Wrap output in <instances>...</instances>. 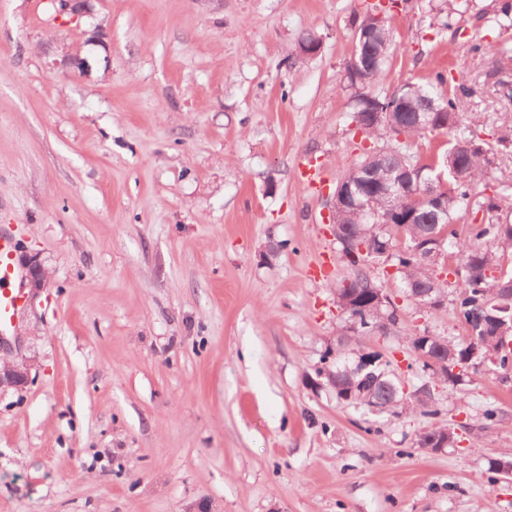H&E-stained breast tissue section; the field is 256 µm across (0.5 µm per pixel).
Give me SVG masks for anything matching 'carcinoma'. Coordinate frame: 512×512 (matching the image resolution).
I'll use <instances>...</instances> for the list:
<instances>
[{
    "label": "carcinoma",
    "mask_w": 512,
    "mask_h": 512,
    "mask_svg": "<svg viewBox=\"0 0 512 512\" xmlns=\"http://www.w3.org/2000/svg\"><path fill=\"white\" fill-rule=\"evenodd\" d=\"M389 13L390 9L385 5L376 3L360 17V23L372 35L371 44L366 51L367 65L357 74V79L346 80V87L353 90V120L366 128L365 138L376 143V146L362 150L359 161L342 175V180L361 182V199L380 215L387 214L395 207H407L406 201L412 189L408 188L403 194L390 198L383 194V184L394 179L400 169L410 166L418 159V155L409 150V145L400 144L402 137L408 141L424 133L423 129L415 125L417 114L426 112L434 106L452 122L460 113L467 110V98L470 97V92L465 86H453L443 73L437 72L424 82L407 81L399 86L400 106L378 123L368 121L360 89L367 88V93L374 94L375 99L381 102L386 99V96L380 93H373V88L381 79L383 67L394 46L393 31L385 19ZM448 150L453 152L452 164L443 163L436 171H426L423 174L424 179L435 180L442 172H448L447 197L439 208L421 206L414 222L405 225L406 247L404 251L394 254V263L400 267L399 277L405 288L406 298L414 306H419L423 302L421 295L431 289L442 294L447 293V284L436 276L432 265L422 259V253L417 251L416 246L429 236L433 225H448V236L442 241V249L456 261L460 270V279L456 284V309L458 315L469 323L491 298L490 286L494 284L497 276L504 273L506 278H512V264L503 265L505 258L512 257V224L504 226L489 220L471 225L466 239L461 240L457 237L453 228L456 211L464 205L481 206V202L472 201L471 191L472 186L482 180L490 166L492 149L484 148L471 140L456 139L448 142ZM336 224L345 237L359 235L364 239L381 240L390 237L385 225L355 210L336 212ZM347 262L351 273L348 278L336 285V294L342 297L348 294H363L379 287L370 273L373 258L360 255L347 259ZM399 320L400 315L395 312L389 316L388 323L381 325L371 316L362 317L358 335L361 336L376 327L389 332L396 329ZM477 335L482 337V342L475 357L472 356V343L463 341L452 344L454 363L461 365L468 362L473 366L488 362L493 365L508 358V355L499 352L495 343V330L490 328L484 333L479 331ZM335 373L336 388L343 390L356 387L353 405H366L362 397L361 378L347 374L340 364L336 365ZM366 377L375 381L377 396L396 400L400 402L402 408L411 402L423 409L424 413L435 414V411L415 394L405 395L400 381L395 374L387 371L386 367H377L366 374ZM432 436L446 438L450 445L455 441L453 431L446 427H436L418 436V447H424L426 439Z\"/></svg>",
    "instance_id": "1"
}]
</instances>
